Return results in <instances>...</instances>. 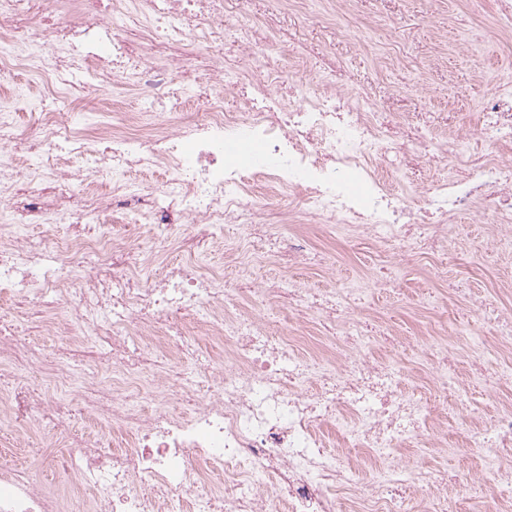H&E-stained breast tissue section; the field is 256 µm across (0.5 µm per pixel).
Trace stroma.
<instances>
[{
	"mask_svg": "<svg viewBox=\"0 0 512 512\" xmlns=\"http://www.w3.org/2000/svg\"><path fill=\"white\" fill-rule=\"evenodd\" d=\"M492 0H309L307 9L284 0H255L253 11L285 13L288 37L315 56L331 55L346 77L372 88L386 111L402 119L427 122L434 134L447 137L454 113L477 109L499 83L512 79V46L482 39ZM465 246L451 263L430 268L426 261L407 258L398 265L397 293L374 289L365 306L388 315L402 334L429 331L433 313L416 308L422 290L444 289L448 281L463 282L492 310H512V261L496 258L485 227L470 216H459ZM335 259L333 268H305L299 279L312 288H335L355 275L374 279L380 262L370 242L330 235L320 240ZM421 471L459 476L446 485L449 497L463 498L469 512H485L468 481L485 473L484 456L473 451L430 455L406 449Z\"/></svg>",
	"mask_w": 512,
	"mask_h": 512,
	"instance_id": "stroma-1",
	"label": "stroma"
}]
</instances>
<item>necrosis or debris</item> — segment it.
<instances>
[{"instance_id": "obj_1", "label": "necrosis or debris", "mask_w": 512, "mask_h": 512, "mask_svg": "<svg viewBox=\"0 0 512 512\" xmlns=\"http://www.w3.org/2000/svg\"><path fill=\"white\" fill-rule=\"evenodd\" d=\"M250 2L0 0V85L26 73L21 94L37 107L22 129L0 115V423L66 479L33 482L0 453V512H463L440 492L445 475L413 479L401 451L441 452L437 411L512 379L485 368L512 349L511 316L490 343L457 323L404 336L355 312L368 281L319 292L256 282L247 262L227 277L197 257L223 246L229 224L282 267L332 265L304 232L283 238L296 224L431 263L457 243L461 213L512 250V87L485 100L470 133L452 125L438 140L343 82L335 60L292 47L272 18H250ZM313 73L309 99L298 80ZM103 89L113 108L92 129L56 108ZM128 99L144 111H122ZM470 135L480 151L465 148ZM442 163L447 176L414 202L384 178ZM24 183L36 201L22 208ZM23 224L75 230L35 237ZM282 308L297 331L316 327L317 351L263 331ZM49 327L66 338L51 353L28 340ZM195 328L224 356L204 355ZM376 345L423 351L432 369L375 361ZM79 417L93 431L75 430ZM102 429L125 446L105 450ZM476 448L488 512H512L491 489L512 479V407L463 427L459 451Z\"/></svg>"}]
</instances>
